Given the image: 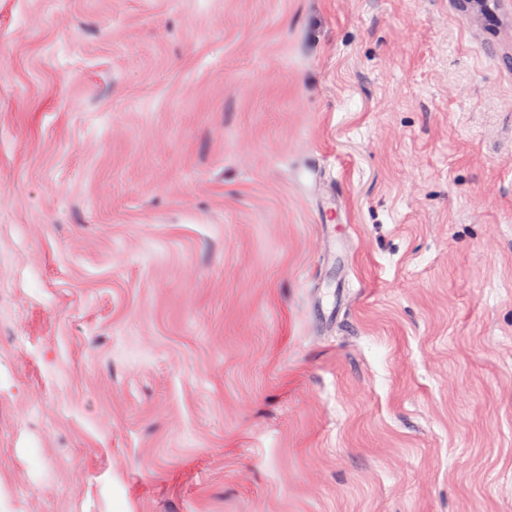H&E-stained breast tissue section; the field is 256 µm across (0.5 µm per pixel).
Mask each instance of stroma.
<instances>
[{"label": "stroma", "mask_w": 512, "mask_h": 512, "mask_svg": "<svg viewBox=\"0 0 512 512\" xmlns=\"http://www.w3.org/2000/svg\"><path fill=\"white\" fill-rule=\"evenodd\" d=\"M489 5L0 0V512H512ZM308 171L312 174V178L308 183V193L309 195L316 201L319 202L326 199L324 208H332L335 206V200L331 198H326L328 194L327 185L325 184L323 178L319 175L320 172V164L319 160L313 156L309 161V169Z\"/></svg>", "instance_id": "obj_1"}]
</instances>
